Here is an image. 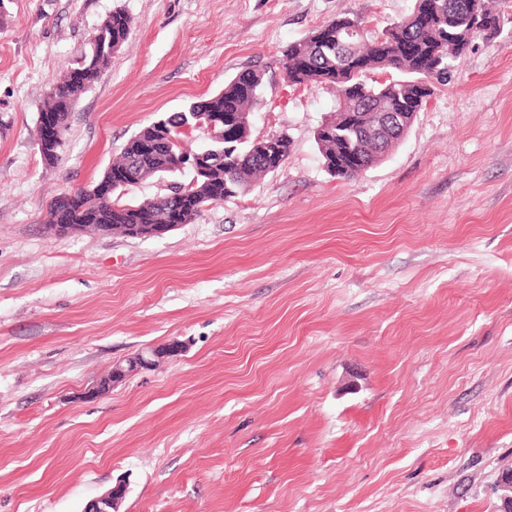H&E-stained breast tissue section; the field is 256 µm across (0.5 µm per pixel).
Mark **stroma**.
<instances>
[{
  "label": "stroma",
  "mask_w": 512,
  "mask_h": 512,
  "mask_svg": "<svg viewBox=\"0 0 512 512\" xmlns=\"http://www.w3.org/2000/svg\"><path fill=\"white\" fill-rule=\"evenodd\" d=\"M414 0H0V512H498L512 466V0L402 142L334 177L331 88L282 50ZM127 42L37 149L50 86L113 10ZM285 163L160 237L53 234L130 136L249 68ZM181 354L86 400L113 364ZM127 484L118 481L107 492L91 501L84 512H118L117 507L127 493Z\"/></svg>",
  "instance_id": "stroma-1"
}]
</instances>
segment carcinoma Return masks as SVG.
I'll use <instances>...</instances> for the list:
<instances>
[{
	"label": "carcinoma",
	"mask_w": 512,
	"mask_h": 512,
	"mask_svg": "<svg viewBox=\"0 0 512 512\" xmlns=\"http://www.w3.org/2000/svg\"><path fill=\"white\" fill-rule=\"evenodd\" d=\"M434 19L428 27H422L413 17L392 24L399 29L400 37L383 45L366 37H349L342 44L324 42L314 32L306 38L285 47L277 59L281 74L293 73V61L307 55L313 60V69L303 76L301 83L336 86V118L319 126L322 133L316 142L327 169L340 178H353L365 168L382 161L403 136L396 137L387 150L379 151L371 146L365 136L366 126L385 112H407L406 126H411L416 113L431 96V80H445L454 62L464 53L460 39L470 37L477 26L474 19H484L483 32L492 33L500 28V16L490 7L488 0H430ZM125 13L118 12L116 24L101 27L89 42L84 54L69 64L60 81L54 84L41 107L43 112H58L67 120L71 109L91 85L74 86L71 72L85 69L98 81L109 64L112 54L128 40L131 29L124 24ZM411 39L419 48L421 57L410 59L402 55L400 39ZM389 68L398 75L385 83L368 82V73L374 69ZM267 83L266 69L250 68L224 84V89L209 98L192 102L179 112L161 119V124L173 128L175 141L166 145L158 143L148 157L135 160L129 185L112 194V203H100L89 189L77 190V198L63 202L55 199L46 215L48 224H87L98 228L111 225V230L122 232V224H168L172 213L167 194L172 190H194L195 197L188 207L200 216L204 207L213 204L202 188L203 179L191 187L194 169L172 166V155L195 152L185 147V139L194 132L203 131L199 120L207 112H251L262 103ZM156 123L144 127L131 136L120 153L113 158L111 167H125L136 151L137 140L153 133ZM274 149L268 139L254 138L245 129L240 140L226 144L216 136L209 137V145L199 150L208 162L210 177L219 187L224 198H233L246 191L250 184L278 170L288 157L289 140L278 143ZM167 175H180L165 193L138 201L130 197L132 188L143 181ZM496 488L501 492L502 512H512V467L502 470Z\"/></svg>",
	"instance_id": "carcinoma-1"
}]
</instances>
